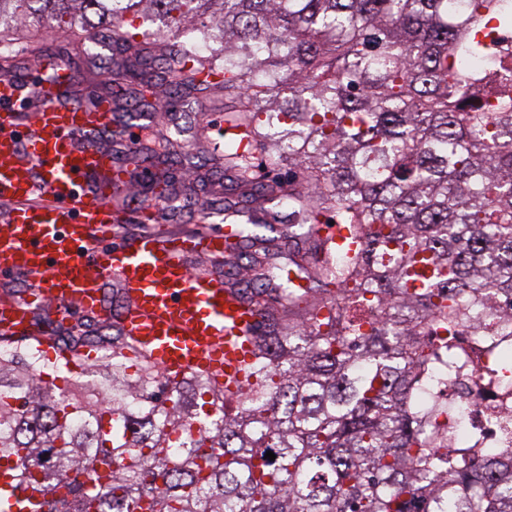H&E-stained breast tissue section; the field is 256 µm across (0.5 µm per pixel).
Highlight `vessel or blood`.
I'll return each mask as SVG.
<instances>
[{
	"label": "vessel or blood",
	"instance_id": "vessel-or-blood-1",
	"mask_svg": "<svg viewBox=\"0 0 512 512\" xmlns=\"http://www.w3.org/2000/svg\"><path fill=\"white\" fill-rule=\"evenodd\" d=\"M72 72L39 86L35 108H19L24 87L0 78V276L23 277L57 321L78 315L112 318L122 335L149 353L171 379L202 371L239 376L251 358L259 318L225 290L220 277L190 268V258L219 254L233 232L170 234L164 225L126 240L109 227L116 171L93 142L112 126V108L87 109L63 91ZM116 282L124 306L110 310L106 286ZM34 310L0 297V334L32 333Z\"/></svg>",
	"mask_w": 512,
	"mask_h": 512
}]
</instances>
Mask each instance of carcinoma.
Masks as SVG:
<instances>
[{"label":"carcinoma","mask_w":512,"mask_h":512,"mask_svg":"<svg viewBox=\"0 0 512 512\" xmlns=\"http://www.w3.org/2000/svg\"><path fill=\"white\" fill-rule=\"evenodd\" d=\"M150 14L162 25L139 31ZM108 17L112 84L87 71L66 95L92 109L126 86L113 142L143 106H224L221 154L198 132L115 157L130 178L150 163L142 193L164 217L182 208L175 166L220 162L213 205L246 220L224 288L259 317L255 360L233 388L200 372L171 383L117 332L103 380L65 395L31 342L0 354L17 503L512 512V459L455 442L448 402L418 398L465 369L458 337L512 334V80L485 70L512 0H0V44L28 23L97 34ZM62 342L77 356L97 337L78 319ZM506 373L510 360L479 386Z\"/></svg>","instance_id":"obj_1"}]
</instances>
